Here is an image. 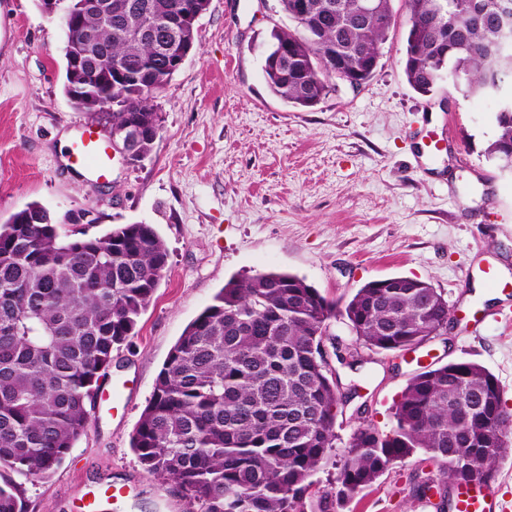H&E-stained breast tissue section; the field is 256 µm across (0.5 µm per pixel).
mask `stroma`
I'll list each match as a JSON object with an SVG mask.
<instances>
[{
	"label": "stroma",
	"mask_w": 512,
	"mask_h": 512,
	"mask_svg": "<svg viewBox=\"0 0 512 512\" xmlns=\"http://www.w3.org/2000/svg\"><path fill=\"white\" fill-rule=\"evenodd\" d=\"M395 23L380 65L358 90L311 108L285 103L262 71L273 28H292L278 0H210L195 48L154 100L162 116L148 158L114 159L107 182L66 165L61 137L97 125L64 92L66 35L37 0H0V222L31 202L56 216L92 210L68 235L99 236L118 224L154 225L168 267L136 330L112 354L90 426L44 479L23 480L26 512H85L111 485L109 512H189L177 484L149 474L132 438L157 376L186 326L233 278L281 272L336 306L322 338L330 368L358 393L339 405L337 447L360 423L393 427L392 408L419 362L482 365L512 408V170L485 150L497 101L447 82L427 95L403 73L407 19ZM392 276L427 281L450 320L414 358L364 350L359 371L338 365L355 347L342 311L364 283ZM437 465L395 461L362 494L320 508L335 466L313 476L312 512H440L418 486Z\"/></svg>",
	"instance_id": "1"
}]
</instances>
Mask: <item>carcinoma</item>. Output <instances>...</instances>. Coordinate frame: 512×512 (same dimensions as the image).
<instances>
[{"mask_svg":"<svg viewBox=\"0 0 512 512\" xmlns=\"http://www.w3.org/2000/svg\"><path fill=\"white\" fill-rule=\"evenodd\" d=\"M183 0H112L139 5L152 33L120 36L121 14L83 16L128 76L119 88L88 73L90 89L65 92L74 107L101 112L113 128L129 127L137 151L150 155L161 129L155 95L177 69L174 44L195 43L196 30L170 28ZM279 0L296 27L274 29L262 66L271 92L286 103L317 105L341 85H363L374 72L392 25L391 0ZM484 0L479 22L470 0H404L408 16L404 74L421 94L443 77L468 97H494L496 134L486 156L512 163V62L492 69L500 30ZM339 55L343 77L322 65ZM37 202L0 223V512H24L12 475L49 477L90 424L112 352L134 334L168 265L152 224H119L106 234L72 238ZM448 300L414 278L371 280L347 302L344 316L360 345L398 351L448 326ZM333 306L287 273L232 278L171 348L143 410L132 447L145 470L173 480L196 512H307L310 478L332 458L336 382L321 352ZM512 412L498 379L473 362H449L409 377L395 403L394 427L381 434L362 423L343 449L336 504L370 487L398 459L422 453L462 485L491 480L508 450ZM481 470L468 472V456Z\"/></svg>","mask_w":512,"mask_h":512,"instance_id":"cac0c4a2","label":"carcinoma"}]
</instances>
